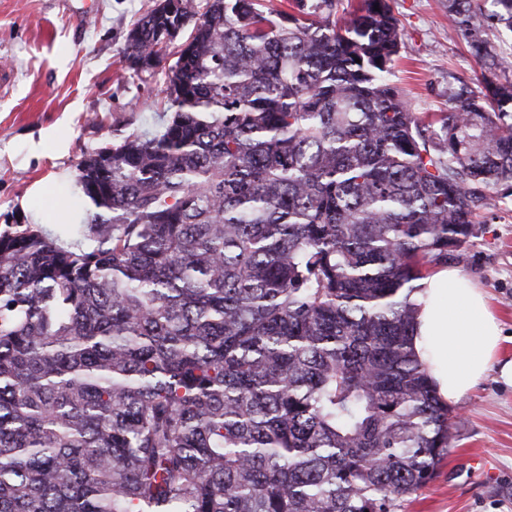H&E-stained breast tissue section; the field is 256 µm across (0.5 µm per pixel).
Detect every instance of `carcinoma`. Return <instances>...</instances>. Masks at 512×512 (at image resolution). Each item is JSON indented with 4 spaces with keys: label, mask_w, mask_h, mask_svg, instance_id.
Listing matches in <instances>:
<instances>
[{
    "label": "carcinoma",
    "mask_w": 512,
    "mask_h": 512,
    "mask_svg": "<svg viewBox=\"0 0 512 512\" xmlns=\"http://www.w3.org/2000/svg\"><path fill=\"white\" fill-rule=\"evenodd\" d=\"M287 2L158 0L170 116L80 162L92 247L0 231V512H401L448 455L418 281L512 180V0H448L486 75L428 119L389 0Z\"/></svg>",
    "instance_id": "cac0c4a2"
}]
</instances>
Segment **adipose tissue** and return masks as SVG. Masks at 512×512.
Returning <instances> with one entry per match:
<instances>
[{
  "label": "adipose tissue",
  "mask_w": 512,
  "mask_h": 512,
  "mask_svg": "<svg viewBox=\"0 0 512 512\" xmlns=\"http://www.w3.org/2000/svg\"><path fill=\"white\" fill-rule=\"evenodd\" d=\"M502 342L481 288L448 268L424 280L413 346L444 403H458L494 367L512 385V360L503 358Z\"/></svg>",
  "instance_id": "ef3b65f1"
}]
</instances>
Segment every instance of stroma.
Masks as SVG:
<instances>
[{"mask_svg":"<svg viewBox=\"0 0 512 512\" xmlns=\"http://www.w3.org/2000/svg\"><path fill=\"white\" fill-rule=\"evenodd\" d=\"M157 0H0V229L22 221L20 199L38 181L52 201L81 214L95 207L76 185L78 165L118 135L153 133L166 119L161 70L134 73L123 52L133 23ZM402 29L391 76L413 111L448 109V83L474 82L482 69L449 20L446 0H391ZM56 131L67 151L33 155L30 141ZM476 234L448 265L487 292L512 359V195L493 190ZM456 439L433 481L408 497L403 512H512V386L489 373L454 407Z\"/></svg>","mask_w":512,"mask_h":512,"instance_id":"stroma-1","label":"stroma"}]
</instances>
